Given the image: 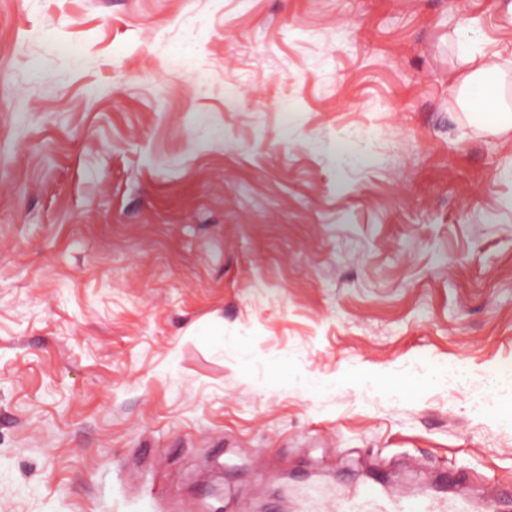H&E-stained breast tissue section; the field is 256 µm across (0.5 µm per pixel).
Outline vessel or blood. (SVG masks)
I'll use <instances>...</instances> for the list:
<instances>
[{"label": "vessel or blood", "instance_id": "obj_1", "mask_svg": "<svg viewBox=\"0 0 512 512\" xmlns=\"http://www.w3.org/2000/svg\"><path fill=\"white\" fill-rule=\"evenodd\" d=\"M335 510L336 512H474L472 501L466 497L443 501L427 488L392 496L378 482L340 490L336 495Z\"/></svg>", "mask_w": 512, "mask_h": 512}]
</instances>
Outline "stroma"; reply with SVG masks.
<instances>
[{
  "mask_svg": "<svg viewBox=\"0 0 512 512\" xmlns=\"http://www.w3.org/2000/svg\"><path fill=\"white\" fill-rule=\"evenodd\" d=\"M508 1L0 0V512L512 491ZM456 49L460 61L467 70L458 77V81L469 90L470 106L474 112L468 114L477 123H488L495 132H511L512 114L496 112L491 107L489 109L484 108L485 99L481 95V91L490 85L498 75L500 71L499 64L493 56H488L479 51L471 38L466 35H460Z\"/></svg>",
  "mask_w": 512,
  "mask_h": 512,
  "instance_id": "stroma-1",
  "label": "stroma"
}]
</instances>
